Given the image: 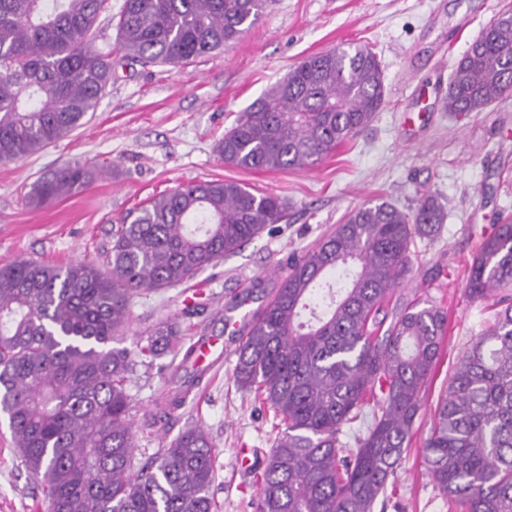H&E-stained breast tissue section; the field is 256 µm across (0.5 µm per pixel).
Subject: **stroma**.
Returning a JSON list of instances; mask_svg holds the SVG:
<instances>
[{
  "label": "stroma",
  "instance_id": "obj_1",
  "mask_svg": "<svg viewBox=\"0 0 512 512\" xmlns=\"http://www.w3.org/2000/svg\"><path fill=\"white\" fill-rule=\"evenodd\" d=\"M512 0H272L263 16L223 52L182 65L115 64L88 123L26 158L0 163V265L19 257L56 265L102 262L112 227L129 210L181 183L232 180L288 203L286 222L263 232L234 257L206 268L185 286L148 294L132 308L127 338L156 322H179L182 345L201 336L225 340L224 302L250 281L277 273L291 253L313 244L354 207L388 201L410 210L438 195L448 217L417 240L402 297L426 298L448 311L442 359L427 395L419 433L427 435L455 364L485 327L486 303L464 293L477 240L501 211L512 212V96L459 119L445 112L453 64ZM347 42L369 46L382 62L385 103L348 145L310 168L273 172L224 163L215 145L256 98L305 57ZM80 162L95 180L40 210L25 193L40 176ZM199 310L193 323L184 306ZM228 346L202 385L175 411L171 434L204 425L217 454L215 512H255L251 465L269 453L273 413L234 380ZM180 361L169 353L138 367L130 384L135 424L170 386ZM385 512H448L447 497L427 476L413 442L398 478L383 495ZM39 478L21 465L8 422L0 418V512H45Z\"/></svg>",
  "mask_w": 512,
  "mask_h": 512
}]
</instances>
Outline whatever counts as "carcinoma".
I'll return each mask as SVG.
<instances>
[{
	"label": "carcinoma",
	"instance_id": "carcinoma-1",
	"mask_svg": "<svg viewBox=\"0 0 512 512\" xmlns=\"http://www.w3.org/2000/svg\"><path fill=\"white\" fill-rule=\"evenodd\" d=\"M108 0H0V162L35 154L85 123L112 79L91 40ZM269 0H124L123 57L181 64L224 49ZM375 52L348 43L317 53L255 99L215 150L256 171L315 165L352 140L384 103ZM512 94V10L471 43L449 79L445 111L485 112ZM71 164L37 179L38 210L89 187ZM288 203L235 181L181 184L129 211L106 268L19 257L0 266V415L25 470L41 478L48 512H214L216 454L190 424L155 464L132 470L138 433L129 385L180 335L159 322L146 343L124 339L132 306L193 280L286 220ZM448 214L431 195L412 210L365 203L312 247L294 252L273 287L257 279L230 311L260 305L238 342L234 379L281 429L253 471L256 512H375L419 430L443 352L448 316L431 301L395 297L415 239ZM466 293L495 311L455 365L423 441L425 469L455 512H512V213H501L467 266ZM188 346L174 389L148 427L163 430L205 372ZM360 422L354 443L344 429Z\"/></svg>",
	"mask_w": 512,
	"mask_h": 512
}]
</instances>
